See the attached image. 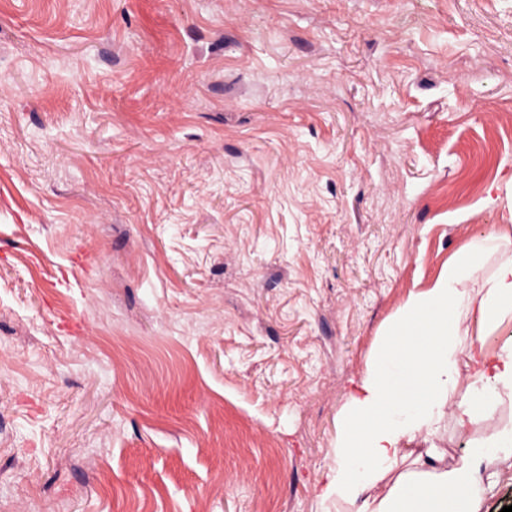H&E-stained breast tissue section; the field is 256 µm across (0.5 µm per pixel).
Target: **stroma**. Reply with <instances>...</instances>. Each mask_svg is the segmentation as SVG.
Instances as JSON below:
<instances>
[{
    "mask_svg": "<svg viewBox=\"0 0 512 512\" xmlns=\"http://www.w3.org/2000/svg\"><path fill=\"white\" fill-rule=\"evenodd\" d=\"M504 224L512 0H0V512H319L386 326Z\"/></svg>",
    "mask_w": 512,
    "mask_h": 512,
    "instance_id": "stroma-1",
    "label": "stroma"
}]
</instances>
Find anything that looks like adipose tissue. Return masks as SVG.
I'll return each instance as SVG.
<instances>
[{
	"mask_svg": "<svg viewBox=\"0 0 512 512\" xmlns=\"http://www.w3.org/2000/svg\"><path fill=\"white\" fill-rule=\"evenodd\" d=\"M501 240L495 231L476 239L388 327L345 404L335 462L316 487L320 512H478L481 464L493 451L512 459V426L453 460L436 441L446 417L465 435L512 403V340L490 358L483 347L485 336L512 319V250ZM492 250L500 253L496 268L475 285ZM469 319L476 332L463 330ZM459 350L472 366L465 385ZM386 479L388 491L374 494Z\"/></svg>",
	"mask_w": 512,
	"mask_h": 512,
	"instance_id": "obj_1",
	"label": "adipose tissue"
}]
</instances>
